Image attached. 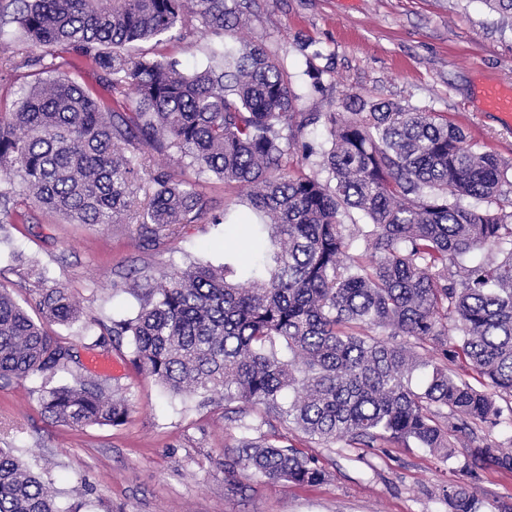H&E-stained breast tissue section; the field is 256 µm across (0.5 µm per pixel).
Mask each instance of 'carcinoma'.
Segmentation results:
<instances>
[{
    "instance_id": "obj_1",
    "label": "carcinoma",
    "mask_w": 512,
    "mask_h": 512,
    "mask_svg": "<svg viewBox=\"0 0 512 512\" xmlns=\"http://www.w3.org/2000/svg\"><path fill=\"white\" fill-rule=\"evenodd\" d=\"M482 2L512 25V0ZM13 3L19 51L46 52L24 58L32 81L0 106V185L71 224L124 217L152 245L197 223L249 241L237 279L191 263L130 289L138 312L108 334L130 340L138 370L174 395L222 392L260 405L263 422L325 445L412 440L447 461L466 437L474 461L512 472V448L476 443L500 424L497 399L512 401V163L395 102L354 95L343 112L298 111L281 63L262 44L234 41L247 0ZM195 30L217 38L202 70L134 50L165 36L190 47ZM54 47L103 73L110 94L129 87L134 96L105 105L59 70ZM321 118L323 180L288 161L309 158L299 136ZM144 147L248 188L242 209L210 212L187 183L147 169ZM146 180L154 192L142 204ZM357 237L365 248L353 254ZM484 250L492 259L469 261ZM37 305L61 325L80 321L64 287L42 289ZM72 361L68 342L0 284V379L53 376ZM417 369L428 370L420 388L409 380ZM38 402L72 427L118 425L128 411L80 378L42 388ZM233 464L271 481L326 478L315 458L267 438H242ZM443 497L449 512H477L465 486ZM0 512H62L47 484L1 449Z\"/></svg>"
}]
</instances>
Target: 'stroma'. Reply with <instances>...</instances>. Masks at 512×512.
<instances>
[{
  "instance_id": "obj_1",
  "label": "stroma",
  "mask_w": 512,
  "mask_h": 512,
  "mask_svg": "<svg viewBox=\"0 0 512 512\" xmlns=\"http://www.w3.org/2000/svg\"><path fill=\"white\" fill-rule=\"evenodd\" d=\"M14 29L11 22L0 27L2 104L15 101L26 83L24 69L8 64ZM238 35L279 58L300 111L333 112L352 94L398 102L437 113L461 126L475 148L512 162V130L478 98L485 83L512 86V31L482 0H252ZM210 47L203 36L188 51L166 38L138 50L193 69L207 64ZM316 50L332 61L317 89L306 74ZM145 156L152 169L194 183L213 210L240 193L217 178H197L169 154L149 150ZM239 257L220 224H187L179 236L153 246L124 220L69 224L29 208L0 245V284L32 314L42 288L63 284L86 320L108 325L138 310L128 291L131 275L156 276L192 262L235 267ZM33 260L46 269L45 282L29 276ZM46 329L67 339L76 355L71 372L58 373L54 384L72 382L78 373L107 384L128 405L120 425L74 429L42 413L40 376L0 382V448L49 483L64 510L78 503L81 512H448L443 487L464 482L479 500L478 512H512V472L488 461L464 472L471 451L462 447L444 462L415 444L354 448L339 440L323 446L276 422L262 426V435L318 458L326 480L303 486L228 470L227 451L243 435L237 417L244 412L259 420L258 408L171 395L134 368L129 343L96 347L77 327L50 323Z\"/></svg>"
}]
</instances>
